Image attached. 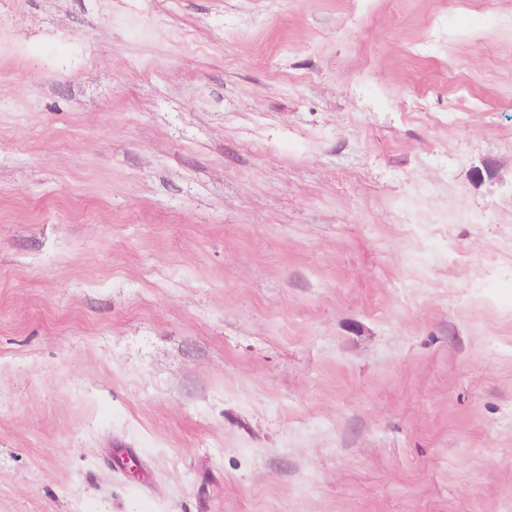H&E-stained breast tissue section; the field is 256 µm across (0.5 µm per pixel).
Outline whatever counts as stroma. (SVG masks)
<instances>
[{
    "instance_id": "stroma-1",
    "label": "stroma",
    "mask_w": 512,
    "mask_h": 512,
    "mask_svg": "<svg viewBox=\"0 0 512 512\" xmlns=\"http://www.w3.org/2000/svg\"><path fill=\"white\" fill-rule=\"evenodd\" d=\"M0 512H512V0H0Z\"/></svg>"
}]
</instances>
